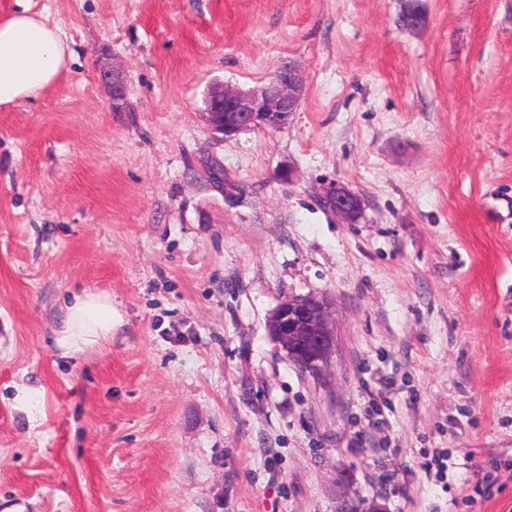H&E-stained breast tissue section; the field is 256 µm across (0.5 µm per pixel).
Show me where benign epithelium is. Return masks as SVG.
I'll return each mask as SVG.
<instances>
[{"instance_id":"benign-epithelium-1","label":"benign epithelium","mask_w":512,"mask_h":512,"mask_svg":"<svg viewBox=\"0 0 512 512\" xmlns=\"http://www.w3.org/2000/svg\"><path fill=\"white\" fill-rule=\"evenodd\" d=\"M112 99V110L126 107L127 80L112 68L101 74ZM304 91L302 76L288 66L265 86L243 91L218 84L206 99L205 121L212 133L223 138L255 129H279L297 110ZM325 202L342 220L354 223L362 210V200L354 192L338 186L325 192ZM268 335L277 347L302 371L319 376L335 345V329L330 303L323 296L288 297L274 309L268 321ZM338 512H385L374 500L344 498Z\"/></svg>"}]
</instances>
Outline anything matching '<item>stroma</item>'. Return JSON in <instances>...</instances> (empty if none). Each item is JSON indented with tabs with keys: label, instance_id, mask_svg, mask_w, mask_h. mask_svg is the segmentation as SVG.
<instances>
[{
	"label": "stroma",
	"instance_id": "obj_1",
	"mask_svg": "<svg viewBox=\"0 0 512 512\" xmlns=\"http://www.w3.org/2000/svg\"><path fill=\"white\" fill-rule=\"evenodd\" d=\"M29 4L73 59L0 109V512H512V0ZM286 66L287 125L211 133ZM307 294L322 378L267 331ZM101 78L110 93L113 111H123L127 102L126 76L122 71L113 68L112 66V69H106L103 71ZM325 202L346 223H355L362 210V200L354 192L336 186L325 192ZM115 323L110 298L97 293L75 296L73 303L67 307L65 328L59 344L69 350L95 346L112 336Z\"/></svg>",
	"mask_w": 512,
	"mask_h": 512
}]
</instances>
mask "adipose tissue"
<instances>
[{
	"instance_id": "ef3b65f1",
	"label": "adipose tissue",
	"mask_w": 512,
	"mask_h": 512,
	"mask_svg": "<svg viewBox=\"0 0 512 512\" xmlns=\"http://www.w3.org/2000/svg\"><path fill=\"white\" fill-rule=\"evenodd\" d=\"M73 51L58 26L29 6L0 17V106L33 99L58 79ZM116 322L107 296L86 293L67 308L61 347L80 350L107 340Z\"/></svg>"
}]
</instances>
